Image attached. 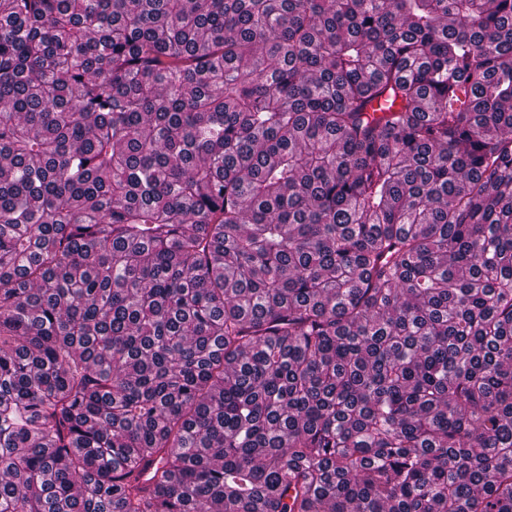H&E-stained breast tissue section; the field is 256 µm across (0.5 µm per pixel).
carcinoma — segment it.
<instances>
[{"label": "carcinoma", "instance_id": "carcinoma-1", "mask_svg": "<svg viewBox=\"0 0 512 512\" xmlns=\"http://www.w3.org/2000/svg\"><path fill=\"white\" fill-rule=\"evenodd\" d=\"M0 512H512V0H0Z\"/></svg>", "mask_w": 512, "mask_h": 512}]
</instances>
